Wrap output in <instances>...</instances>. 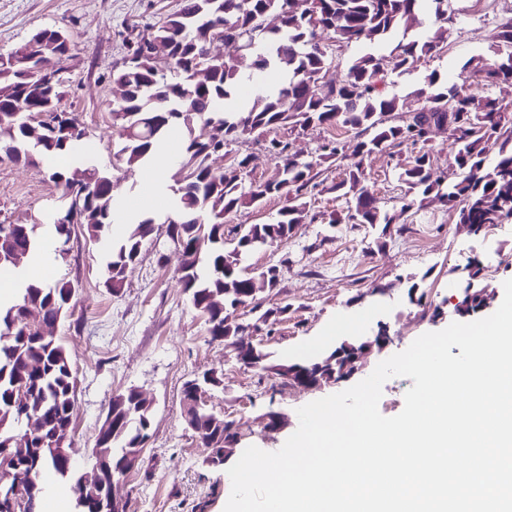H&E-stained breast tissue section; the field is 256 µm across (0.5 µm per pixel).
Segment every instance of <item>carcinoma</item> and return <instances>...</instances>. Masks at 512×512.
I'll use <instances>...</instances> for the list:
<instances>
[{"mask_svg":"<svg viewBox=\"0 0 512 512\" xmlns=\"http://www.w3.org/2000/svg\"><path fill=\"white\" fill-rule=\"evenodd\" d=\"M427 1L434 4L435 19L445 20L446 0H310V7L301 13L291 7L290 0H255L258 11L264 14L266 25L262 27L241 9L240 0H181L178 9L149 33L150 39L164 41L186 30L178 41L179 57L168 76L156 73L152 57L140 50L144 37L139 35L131 42L128 57L117 74V81L127 88L126 97L112 106L122 139L118 155L127 165L146 164L171 128L183 133L182 151L189 179L177 189V218L169 219L168 227L185 243L179 279L194 308H200L214 294H222L224 301L232 303L250 288L253 279L276 277L277 266L252 268L246 265L247 259L271 243L292 236L307 207L305 195L320 186L314 167L340 151L338 141L331 139L318 148V160L293 161L285 155L287 145L273 139L270 152L282 165L270 179L259 184L249 181V157L241 154L233 169L220 175L210 171L209 155L219 148L228 151L241 136L255 130L286 127L295 131L311 123L331 127L342 124L358 130L361 141L356 147L357 160L348 164L344 179L329 187L351 203L349 219L356 224L373 227L393 223V216L360 188L364 173L358 157L404 144L419 146L412 160L399 167L398 180L407 192L421 198L434 196L455 214L456 223L469 224L481 234L512 219V124L503 122L498 99L463 84H440L437 73L432 72L426 76L427 88L419 91L426 105L412 121L383 123V115L398 111V98L384 91L385 80L435 53L445 30L439 26L429 36L402 41L387 55L374 52V48L397 29L407 31L420 24L422 5ZM215 20L228 26L242 54L197 79L195 67L202 40ZM324 31L338 47L361 43L372 48L352 60L343 80L327 88L318 84L332 60L321 44ZM493 39L498 48L512 49V17L497 25ZM29 43L33 52L44 48L60 62L69 51V44L58 41L53 29L37 31ZM280 63L288 67L289 76L276 94L261 97L240 112L221 111L238 88L243 71L252 67L263 71ZM476 71L482 74L488 89L512 84V54L488 62L480 59ZM64 96L63 79L47 85L34 72L14 86L0 84V138L7 139L11 158L35 165L49 155H82L84 139L61 131L51 133L40 122L25 126L12 119V113L24 106L31 113H59L75 123L74 113L60 109ZM448 103L459 131L451 178L435 164L425 130L431 121L446 114L444 106ZM211 120L221 126L223 139L214 141L203 136L204 125ZM83 174L88 191L82 196L70 195L69 170L55 168L49 174L62 186L67 200L53 223L55 239L64 244L70 241L64 223L68 215L77 216L78 224L94 241L108 234L112 224V173L89 165ZM283 194L294 196V204L281 208L270 223L248 225L239 237L240 252L224 248V215ZM152 231L153 219L142 217L131 225L125 239L112 245L107 263L108 288L117 291L125 285V267L138 257L141 240ZM37 246L34 227L17 224L5 233L0 226V254H26ZM73 294L74 286L68 281L31 283L18 302L0 307V424H5L0 431V448L15 447L10 428L18 416L14 394L21 386L27 388L28 402L40 410L49 425L47 438H54L58 428L70 423L75 391L70 360L57 339L25 331L21 310L26 305L38 307L44 317L54 318L66 309ZM287 309L286 305L266 309L252 327L258 331L273 326ZM206 321L213 340L246 335V328L222 311L210 312ZM341 350L342 346L337 345L324 358L307 364H272L269 354L261 350L256 360L262 371H272L282 378L293 371L295 377L302 378L325 358L340 369ZM142 417L131 393L111 400L106 419L115 429L97 437L96 458L106 457L113 462L127 449L143 447L150 426ZM194 426L207 448L222 449L224 440L238 436L235 421L205 408L195 414ZM32 447L34 450L19 456L22 475L39 477L47 468L60 472L50 454L35 452L41 444Z\"/></svg>","mask_w":512,"mask_h":512,"instance_id":"obj_1","label":"carcinoma"}]
</instances>
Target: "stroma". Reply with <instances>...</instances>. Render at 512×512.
<instances>
[{"label": "stroma", "mask_w": 512, "mask_h": 512, "mask_svg": "<svg viewBox=\"0 0 512 512\" xmlns=\"http://www.w3.org/2000/svg\"><path fill=\"white\" fill-rule=\"evenodd\" d=\"M178 6L179 0H0V53L14 51L40 29L69 35L60 107L77 115L90 155L108 169L121 144L112 106L121 93L115 75L127 45ZM447 16L446 39L437 51L409 74L388 78L387 91L398 97L403 111L421 107L418 91L430 72H437L444 84L462 77L468 84L478 83V73L464 65L492 57L495 27L512 16V0H448ZM278 135L288 141L290 154L306 160H317L319 146L330 139H338L348 155L358 141L354 129L322 125L298 133L282 129ZM268 138L256 131L240 140L239 151L251 157L250 181H266L275 172L277 160L265 149ZM414 154L412 147L402 146L363 159L364 187L395 217L386 229L349 221L345 199L330 190L343 178L345 163L317 160L324 187L308 193L301 224L292 237L251 259L257 268L280 267L279 283L263 293L262 305H284L288 313L273 333L261 332L253 339L272 362L311 361L341 341L373 334L378 324H386L392 341L356 373V380H363L383 357L454 322V315L444 311L445 302L462 296L465 284L455 269L473 258L482 266V287L492 293L488 312L500 306L503 283L512 279V221L478 238L459 228L438 199L404 207L405 188L395 167ZM61 195L47 164L16 162L0 149V224L47 222L60 209ZM286 203V196H272L261 206L241 209L224 225L226 248H233L239 225L268 223ZM119 236L114 230L109 239L93 242L78 226L66 253L54 256L53 280L75 287L68 312L48 328L77 375L66 449L84 471H91L95 438L112 397L139 390L152 403L151 430L138 468L118 489L127 512H223L231 480L226 471L202 464L205 449L183 418L185 382L207 370L222 372L223 385L203 394L207 409L239 424V449L254 445L268 452L280 449L296 431L299 407L349 384L307 391L238 363L232 349L211 340L203 317L190 303L175 250L161 253L143 244L132 277L112 292L105 269L111 242ZM415 282L423 296L418 303L408 297ZM270 411L288 419L279 432L264 428L263 416Z\"/></svg>", "instance_id": "1"}]
</instances>
